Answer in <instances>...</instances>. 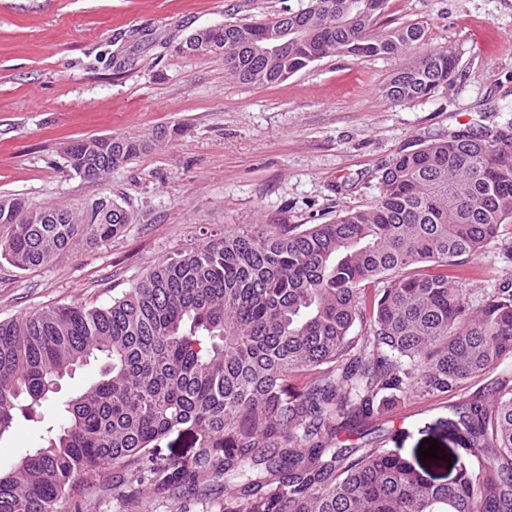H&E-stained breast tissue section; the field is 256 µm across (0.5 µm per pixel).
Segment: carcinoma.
Returning <instances> with one entry per match:
<instances>
[{"label": "carcinoma", "instance_id": "cac0c4a2", "mask_svg": "<svg viewBox=\"0 0 512 512\" xmlns=\"http://www.w3.org/2000/svg\"><path fill=\"white\" fill-rule=\"evenodd\" d=\"M387 7L311 0L269 22L221 25L197 54H224L234 76L258 85L333 53L399 56L425 31L380 24ZM285 25L287 47L269 60L252 54L253 42ZM457 67L451 51H429L391 79L386 96H429ZM149 147L91 136L65 153L74 172L90 161L102 176ZM509 218L512 138L459 132L397 156L380 196L333 222L227 227L108 306L0 322V437L78 366L102 362L99 378L66 402L58 429L0 474V512H56L109 466L125 512H138L145 486L163 499L202 496L220 478L224 512H512L511 373L453 406L466 457L445 484L390 449L333 447L418 385L439 396L512 358V290L474 306L448 273ZM129 223L116 203L32 209L1 196L0 257L30 270L83 243L103 246ZM373 283L381 288L369 304ZM357 325L364 334L353 335ZM298 375L304 384L288 383ZM184 431L193 454L156 457Z\"/></svg>", "mask_w": 512, "mask_h": 512}]
</instances>
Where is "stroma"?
<instances>
[{
    "label": "stroma",
    "mask_w": 512,
    "mask_h": 512,
    "mask_svg": "<svg viewBox=\"0 0 512 512\" xmlns=\"http://www.w3.org/2000/svg\"><path fill=\"white\" fill-rule=\"evenodd\" d=\"M308 0H0V195L33 208H80L106 198L135 215L103 246L80 245L20 270L0 259V320L74 304H107L180 249L225 228L324 224L374 202L399 153L460 131H512V0H389L388 23L425 30L411 55L331 54L267 86L240 83L220 55L175 47L195 30L265 21ZM445 48L458 59L450 85L396 103L384 87L410 57ZM181 134H173V127ZM119 135L152 149L87 182L63 150L77 139ZM470 303L512 286V219L457 269ZM90 363L65 378L36 418L17 412L0 436V472L40 444L62 401L97 376ZM416 389L378 422L383 447L450 481L464 452L453 406L482 388ZM446 459H422L423 439ZM208 500L160 499L141 512H223Z\"/></svg>",
    "instance_id": "35a3bbf8"
}]
</instances>
